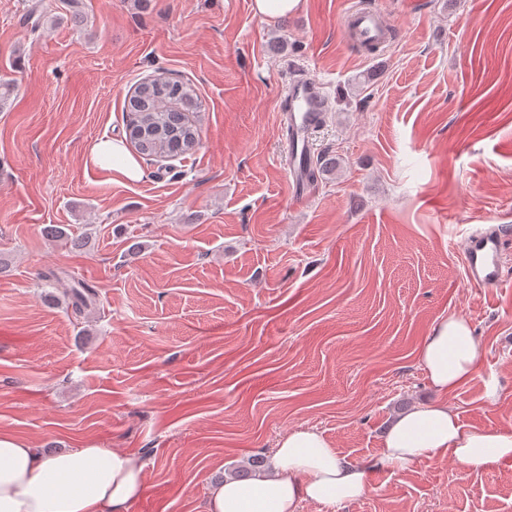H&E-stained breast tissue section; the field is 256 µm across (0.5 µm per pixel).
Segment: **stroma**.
I'll return each instance as SVG.
<instances>
[{"label":"stroma","instance_id":"35a3bbf8","mask_svg":"<svg viewBox=\"0 0 512 512\" xmlns=\"http://www.w3.org/2000/svg\"><path fill=\"white\" fill-rule=\"evenodd\" d=\"M0 0V431L39 452L117 448L144 464L128 512H205L210 486L316 428L347 460L435 394L417 359L433 326L467 318L477 379L461 422L512 433V276L468 279L463 244L512 238V0ZM380 9L390 47L344 40L349 7ZM165 72L201 110L193 153L132 184L86 165L124 137L125 102ZM334 102L313 199L294 200L278 113L290 73ZM84 236L74 250L49 225ZM61 277L44 286L41 273ZM99 299L84 315L75 280ZM495 375L488 402L482 378ZM344 512H512V467L445 457L373 472ZM301 0H254L255 12L264 18L288 15L299 8Z\"/></svg>","mask_w":512,"mask_h":512}]
</instances>
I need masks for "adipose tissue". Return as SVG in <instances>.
I'll list each match as a JSON object with an SVG mask.
<instances>
[{"label":"adipose tissue","mask_w":512,"mask_h":512,"mask_svg":"<svg viewBox=\"0 0 512 512\" xmlns=\"http://www.w3.org/2000/svg\"><path fill=\"white\" fill-rule=\"evenodd\" d=\"M86 161L116 183L145 176L116 137L94 141ZM482 352L465 318L441 320L419 352L437 398L396 416L368 466L346 460L316 429L294 428L280 438L269 472L215 483L205 512H300L305 502L341 512L366 493L372 471L403 472L438 456L470 473L512 465V433L464 427L446 402L448 393L476 377ZM144 488V466L127 452L88 447L43 456L0 432V512H128Z\"/></svg>","instance_id":"adipose-tissue-1"}]
</instances>
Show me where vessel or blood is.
<instances>
[{
	"mask_svg": "<svg viewBox=\"0 0 512 512\" xmlns=\"http://www.w3.org/2000/svg\"><path fill=\"white\" fill-rule=\"evenodd\" d=\"M390 30L384 14L377 9L349 11L342 24L343 33H355L359 39L375 44L386 41ZM286 94L288 109L279 115V124L285 131V161L292 194L296 200L304 201L315 191V139L327 121L329 101L322 83L306 77L292 78ZM511 251L512 243L502 235H470L463 250L469 280L482 288L498 287L506 271L504 258Z\"/></svg>",
	"mask_w": 512,
	"mask_h": 512,
	"instance_id": "vessel-or-blood-1",
	"label": "vessel or blood"
}]
</instances>
